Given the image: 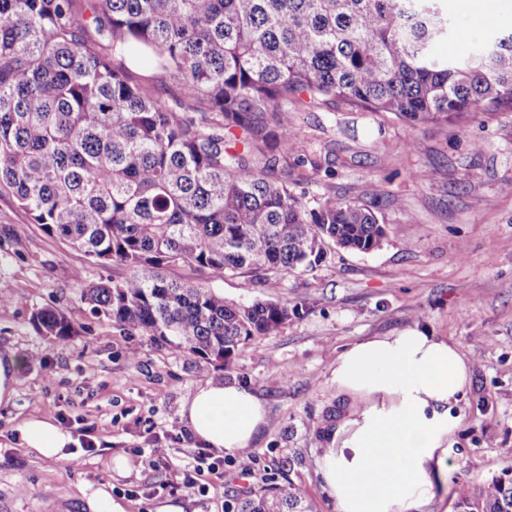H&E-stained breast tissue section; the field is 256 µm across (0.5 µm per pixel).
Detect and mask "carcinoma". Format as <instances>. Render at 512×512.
<instances>
[{
  "instance_id": "cac0c4a2",
  "label": "carcinoma",
  "mask_w": 512,
  "mask_h": 512,
  "mask_svg": "<svg viewBox=\"0 0 512 512\" xmlns=\"http://www.w3.org/2000/svg\"><path fill=\"white\" fill-rule=\"evenodd\" d=\"M438 0H0V186L33 223L122 279L73 284L91 312L226 370L298 315L228 300L208 279L309 272L333 247L370 252L377 202L308 208L279 165L320 169L278 113L305 97L412 124L512 105V33L450 59ZM176 81L174 108L128 75ZM189 268L191 279L168 272ZM37 331L76 333L61 310ZM457 512H503L512 479L456 490ZM314 512L303 486L267 482L235 512Z\"/></svg>"
}]
</instances>
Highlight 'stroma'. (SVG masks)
I'll list each match as a JSON object with an SVG mask.
<instances>
[{"label": "stroma", "instance_id": "obj_1", "mask_svg": "<svg viewBox=\"0 0 512 512\" xmlns=\"http://www.w3.org/2000/svg\"><path fill=\"white\" fill-rule=\"evenodd\" d=\"M284 121L321 164L289 167L296 193L311 207L377 199L385 239L367 253L331 249L314 271L285 274L277 298L298 316L249 341L230 372L93 314L74 293V271L92 283L126 268L99 266L45 235L0 189V349L27 359L13 405L0 408V512H90L100 488L125 512H160L172 500L184 512H224L267 477L301 484L317 512H336L317 468L318 433L342 408L336 357L413 328L448 339L471 362L448 476L421 512H454L459 484L512 474V107L412 126L326 100L289 106ZM48 306L64 310L76 334L41 336L31 314ZM224 376L265 403L252 469L228 457L207 492L172 487L173 468L196 462L189 431L169 410ZM32 417L71 436L61 457L22 445L19 427ZM87 437L94 451L83 449Z\"/></svg>", "mask_w": 512, "mask_h": 512}]
</instances>
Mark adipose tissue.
I'll return each instance as SVG.
<instances>
[{"label":"adipose tissue","instance_id":"1","mask_svg":"<svg viewBox=\"0 0 512 512\" xmlns=\"http://www.w3.org/2000/svg\"><path fill=\"white\" fill-rule=\"evenodd\" d=\"M332 379L351 401L320 459L336 512H415L447 469L448 439L459 423L451 410L470 380L465 355L447 339L404 330L351 345ZM178 416L196 445L235 457L250 448L267 412L247 385L212 380L182 402ZM20 434L47 458L70 441L42 418L25 420Z\"/></svg>","mask_w":512,"mask_h":512}]
</instances>
